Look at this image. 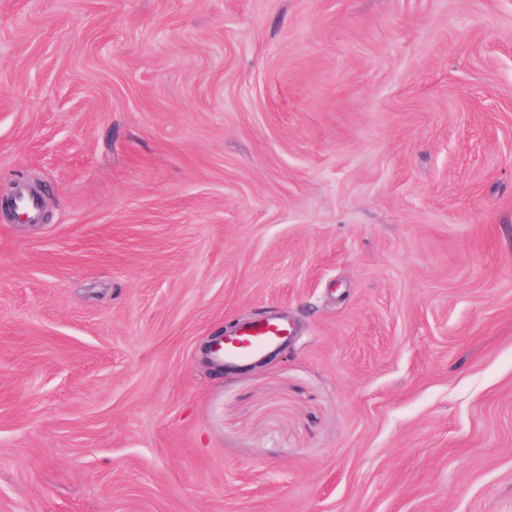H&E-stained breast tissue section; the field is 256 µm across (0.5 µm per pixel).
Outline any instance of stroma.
<instances>
[{"instance_id": "stroma-1", "label": "stroma", "mask_w": 512, "mask_h": 512, "mask_svg": "<svg viewBox=\"0 0 512 512\" xmlns=\"http://www.w3.org/2000/svg\"><path fill=\"white\" fill-rule=\"evenodd\" d=\"M21 175L0 512H512V0H0ZM288 337L287 325L277 319L244 324L235 336L228 337L217 351V357L226 361H246L263 351L276 347ZM285 343L279 345L280 352Z\"/></svg>"}]
</instances>
